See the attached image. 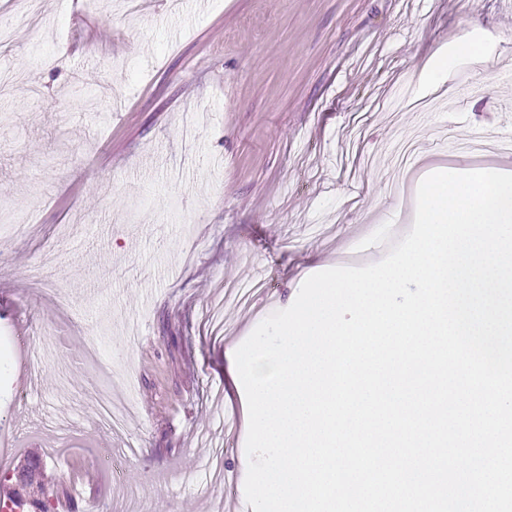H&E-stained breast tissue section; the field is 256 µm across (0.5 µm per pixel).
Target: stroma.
I'll list each match as a JSON object with an SVG mask.
<instances>
[{"label": "stroma", "instance_id": "1", "mask_svg": "<svg viewBox=\"0 0 512 512\" xmlns=\"http://www.w3.org/2000/svg\"><path fill=\"white\" fill-rule=\"evenodd\" d=\"M472 38L482 60L422 79ZM1 70L22 78L0 97V221L20 222L0 232V343L22 346L0 356V431L32 424L22 452L57 512H253L237 348L306 278L412 224L426 176L512 174L494 149L512 139V0H144L134 22L113 0H40ZM105 391L122 430L98 423ZM130 442L124 493L104 467L72 476Z\"/></svg>", "mask_w": 512, "mask_h": 512}]
</instances>
